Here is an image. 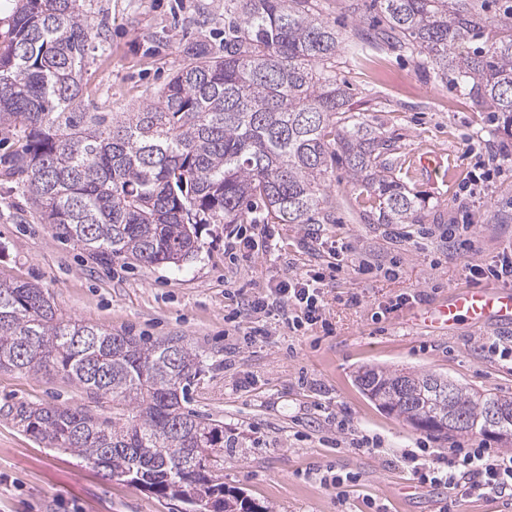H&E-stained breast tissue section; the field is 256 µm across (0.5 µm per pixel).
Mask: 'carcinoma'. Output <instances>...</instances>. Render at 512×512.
Masks as SVG:
<instances>
[{"mask_svg":"<svg viewBox=\"0 0 512 512\" xmlns=\"http://www.w3.org/2000/svg\"><path fill=\"white\" fill-rule=\"evenodd\" d=\"M84 0H17L0 16V156L46 224L108 262L180 267L201 224H311L330 212L324 183L341 164L375 202L378 224H419L425 202L387 158L390 145L351 111L336 75L353 54L388 43L424 57L478 103L512 123V0H371L386 19L349 41L317 0H224L238 18L224 45L196 41L170 81L132 112H82V71L101 37ZM182 337L146 341L65 321L37 284L0 283V370L55 371L112 398V418L30 405L16 418L35 439L68 450L111 479L190 512H271L224 488V423L187 407L201 373ZM434 373L357 376L380 408L418 430L512 440V399Z\"/></svg>","mask_w":512,"mask_h":512,"instance_id":"obj_1","label":"carcinoma"}]
</instances>
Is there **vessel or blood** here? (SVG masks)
<instances>
[{
  "label": "vessel or blood",
  "instance_id": "1",
  "mask_svg": "<svg viewBox=\"0 0 512 512\" xmlns=\"http://www.w3.org/2000/svg\"><path fill=\"white\" fill-rule=\"evenodd\" d=\"M464 319L475 326L489 322L512 324V289H460L447 301L426 310L420 317L426 327L434 330L451 329Z\"/></svg>",
  "mask_w": 512,
  "mask_h": 512
}]
</instances>
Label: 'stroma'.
Returning a JSON list of instances; mask_svg holds the SVG:
<instances>
[{
    "label": "stroma",
    "mask_w": 512,
    "mask_h": 512,
    "mask_svg": "<svg viewBox=\"0 0 512 512\" xmlns=\"http://www.w3.org/2000/svg\"><path fill=\"white\" fill-rule=\"evenodd\" d=\"M88 21L102 30L82 72L85 112H128L158 91L183 61L181 49L202 37L224 39V0H85ZM337 73L352 93L351 109L394 146L401 182L425 200L421 224H378L375 211L344 168H330L335 202L330 224H275L250 260H230L225 225L208 224L201 249L182 267L97 260L80 242L44 223L20 185L0 179V283L44 288L63 319L150 341L182 337L199 352L202 372L190 406L224 423V486L272 512H443L444 487L413 481L401 455L428 444L446 454L457 444L500 443L477 435L448 438L388 415L361 390L366 368H405L448 376L463 386L512 398V358L489 352L512 341V326H459L434 335L418 316L454 290L471 287L462 258L448 256L438 236L421 228L466 218L474 260L512 251V175L485 192L462 188L481 177L480 162L512 134L467 90L433 77L416 56L380 45L352 58L341 50ZM443 162L440 174L419 171L422 156ZM393 272L339 275L329 285V331L295 335L268 319L270 336L250 337L248 297L285 274L361 259ZM359 293L361 304L348 300ZM411 300L376 319L401 294ZM67 406L104 417L110 398L87 393L55 373L0 370V512H175L154 494L104 477L76 455L31 437L14 417L19 405ZM382 439L385 453L349 447L335 419ZM343 477L344 496L328 480Z\"/></svg>",
    "instance_id": "1"
}]
</instances>
